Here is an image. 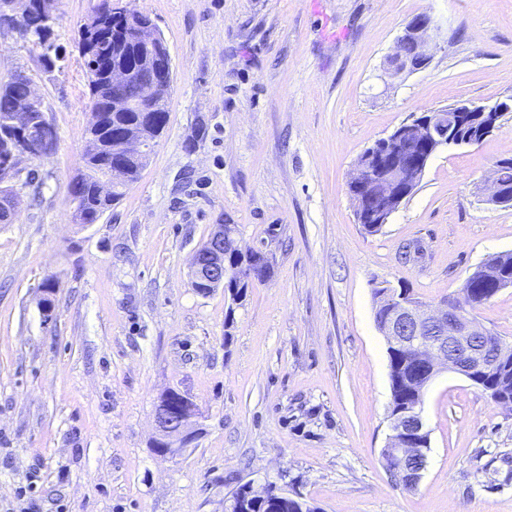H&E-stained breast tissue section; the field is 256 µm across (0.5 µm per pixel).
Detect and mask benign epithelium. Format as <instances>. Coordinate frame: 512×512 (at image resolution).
Returning <instances> with one entry per match:
<instances>
[{"mask_svg":"<svg viewBox=\"0 0 512 512\" xmlns=\"http://www.w3.org/2000/svg\"><path fill=\"white\" fill-rule=\"evenodd\" d=\"M112 9V2L105 0L100 10L94 12L80 26L84 42L82 48H91L104 27L105 13ZM55 0H9L0 7V30H16L19 22L37 15L46 26L54 20ZM128 36L139 41L147 50L145 64L158 71L170 67L171 57L166 47L158 45L152 21L139 12L123 11ZM439 26L435 19L422 13L404 27L398 37L394 52L386 63L395 76L411 74L428 67L431 61L430 42L437 36ZM107 86L106 108L91 104V127H100L101 112L138 113L136 121L126 126L117 149L126 158L142 160L152 149L154 139L151 126L163 89L155 83L137 82L133 70L117 59L104 72ZM512 110V100H497L476 104L459 102L444 109L424 113L417 121H406L381 139L383 150L372 147L357 159L349 180V189L356 212L363 214L365 202L362 192L374 185L380 186L386 198V207L371 213L377 224L388 223L403 200L419 187L428 163L442 148L454 149L483 140L496 128V119L502 112ZM17 134L11 143L8 161L0 166V184L8 185L15 177L13 162L18 157L38 158L51 155L58 145V134L42 108L34 89L18 104L9 120ZM484 201L493 205H511L506 199L499 173L486 180ZM18 199L0 195V222L9 224L15 214ZM234 250L232 233L224 225H216L213 232L192 258L191 286L197 294L206 297L215 289L225 287L229 280L246 278L245 269H230L224 264V254ZM377 327L395 348H406L416 353L418 373L417 394L425 390L438 373L440 366L479 384L492 368L507 373L504 344L495 347L484 344L478 337L487 335L476 319L464 307L461 298L450 297L437 309L427 306L406 294L395 295L389 300L387 314L378 320ZM199 409L184 392L170 389L163 392L155 404L154 419L157 434L153 451L160 456H181L195 441L194 429ZM391 435L386 444L392 470L416 485L422 470L411 471L407 460L420 456L427 458L429 434L421 415V404L389 414Z\"/></svg>","mask_w":512,"mask_h":512,"instance_id":"1","label":"benign epithelium"}]
</instances>
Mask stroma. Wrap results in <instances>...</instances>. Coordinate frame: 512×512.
Listing matches in <instances>:
<instances>
[{
	"label": "stroma",
	"mask_w": 512,
	"mask_h": 512,
	"mask_svg": "<svg viewBox=\"0 0 512 512\" xmlns=\"http://www.w3.org/2000/svg\"><path fill=\"white\" fill-rule=\"evenodd\" d=\"M96 2L57 0L51 70L34 37L0 31V78L27 75L59 137L19 160L21 204L0 224V512H224L268 483L319 512H512V409L445 368L423 399L418 487L391 478L373 304L375 287L404 284L439 305L512 252V206L477 193L512 158V114L437 152L377 233L348 190L357 158L412 115L512 97V0H122L169 49L168 124L140 178L83 226L67 192L92 120L75 38ZM424 12L440 25L430 65L391 77L387 56ZM218 224L270 262L235 304L190 285ZM474 316L512 344V286ZM171 388L201 412L175 459L151 448Z\"/></svg>",
	"instance_id": "35a3bbf8"
}]
</instances>
